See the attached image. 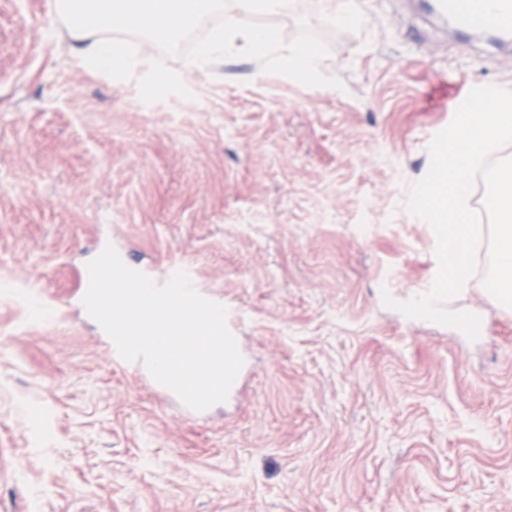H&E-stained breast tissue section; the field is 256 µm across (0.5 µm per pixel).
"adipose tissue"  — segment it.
Here are the masks:
<instances>
[{"instance_id": "adipose-tissue-1", "label": "adipose tissue", "mask_w": 512, "mask_h": 512, "mask_svg": "<svg viewBox=\"0 0 512 512\" xmlns=\"http://www.w3.org/2000/svg\"><path fill=\"white\" fill-rule=\"evenodd\" d=\"M53 9L74 20L73 32L80 43L77 50L80 60L91 61L99 70H118L126 67L127 61L109 39L100 36L102 21L117 26L146 19L162 29L167 27L174 5L173 0H54ZM239 41L258 52L273 47L266 33L256 29L240 30L236 16L228 14L224 17L222 36L201 50L194 61L195 68L204 69L210 58Z\"/></svg>"}]
</instances>
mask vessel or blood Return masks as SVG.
<instances>
[{"label": "vessel or blood", "instance_id": "vessel-or-blood-1", "mask_svg": "<svg viewBox=\"0 0 512 512\" xmlns=\"http://www.w3.org/2000/svg\"><path fill=\"white\" fill-rule=\"evenodd\" d=\"M432 9L461 29L512 34V0H433Z\"/></svg>", "mask_w": 512, "mask_h": 512}]
</instances>
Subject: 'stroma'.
<instances>
[{
    "mask_svg": "<svg viewBox=\"0 0 512 512\" xmlns=\"http://www.w3.org/2000/svg\"><path fill=\"white\" fill-rule=\"evenodd\" d=\"M257 13L275 51L192 73L185 32L126 25L151 69L80 63L50 0H0V286L53 301L34 327L0 299V512H512V316L479 257L448 307L477 340L384 306L429 294V224L405 203L428 145L512 59L433 27L415 0ZM304 48L314 75L286 70ZM161 105L142 111L141 93ZM194 268L240 315L246 377L199 419L128 371L75 293L99 247Z\"/></svg>",
    "mask_w": 512,
    "mask_h": 512,
    "instance_id": "35a3bbf8",
    "label": "stroma"
}]
</instances>
